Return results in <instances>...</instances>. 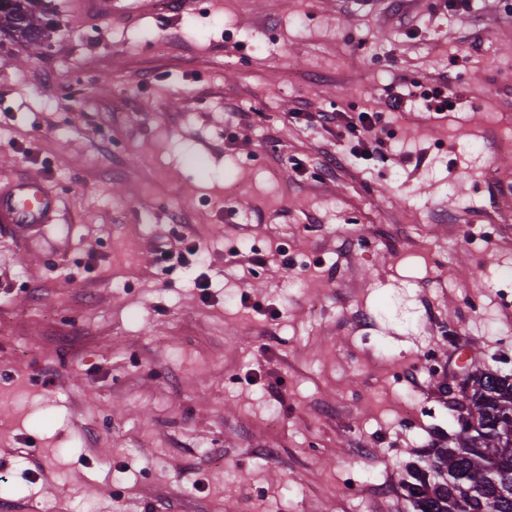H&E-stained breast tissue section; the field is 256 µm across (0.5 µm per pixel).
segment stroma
Here are the masks:
<instances>
[{"mask_svg":"<svg viewBox=\"0 0 512 512\" xmlns=\"http://www.w3.org/2000/svg\"><path fill=\"white\" fill-rule=\"evenodd\" d=\"M450 2L50 0L0 43V187L58 197L0 233V512H413L463 365L512 375V0ZM443 78L445 118L384 113ZM366 110L381 158L323 174L312 114ZM79 19L90 24H112L115 17L138 15L154 3V0H70ZM56 213L55 195L43 179L27 175L9 190H0V227H10L15 233L39 229L51 224ZM175 243H178L181 247H175L172 243L162 244L157 247L163 259L167 261L176 259L179 264H182L188 259V256L199 257L200 248L197 244L186 243L183 238L175 239Z\"/></svg>","mask_w":512,"mask_h":512,"instance_id":"obj_1","label":"stroma"}]
</instances>
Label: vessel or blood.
<instances>
[{"label":"vessel or blood","mask_w":512,"mask_h":512,"mask_svg":"<svg viewBox=\"0 0 512 512\" xmlns=\"http://www.w3.org/2000/svg\"><path fill=\"white\" fill-rule=\"evenodd\" d=\"M153 0H70L75 14L83 22L108 24L116 17L140 14ZM56 199L41 177L28 175L9 190H0V225L23 233L52 223Z\"/></svg>","instance_id":"b4317fda"}]
</instances>
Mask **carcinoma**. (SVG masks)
<instances>
[{"label": "carcinoma", "instance_id": "carcinoma-1", "mask_svg": "<svg viewBox=\"0 0 512 512\" xmlns=\"http://www.w3.org/2000/svg\"><path fill=\"white\" fill-rule=\"evenodd\" d=\"M53 29L43 0H0V37L40 48ZM469 381L456 434L430 449L426 466L406 468L402 489L414 512H457L458 485L474 490L467 512H512V378L475 364Z\"/></svg>", "mask_w": 512, "mask_h": 512}]
</instances>
